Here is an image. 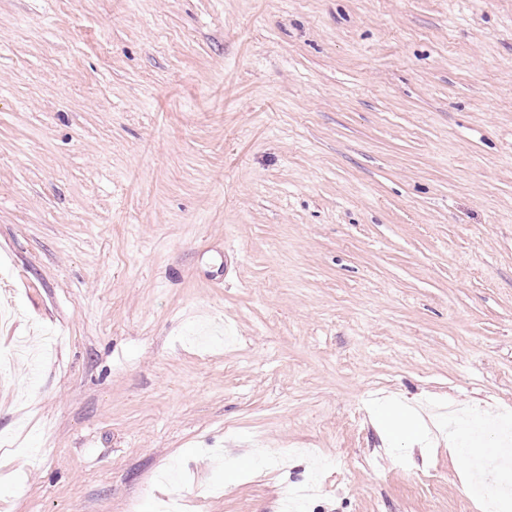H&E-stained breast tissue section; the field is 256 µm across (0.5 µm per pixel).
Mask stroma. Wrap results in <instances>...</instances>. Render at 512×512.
Instances as JSON below:
<instances>
[{
    "label": "stroma",
    "instance_id": "stroma-1",
    "mask_svg": "<svg viewBox=\"0 0 512 512\" xmlns=\"http://www.w3.org/2000/svg\"><path fill=\"white\" fill-rule=\"evenodd\" d=\"M0 307V512H485L512 0H0Z\"/></svg>",
    "mask_w": 512,
    "mask_h": 512
}]
</instances>
